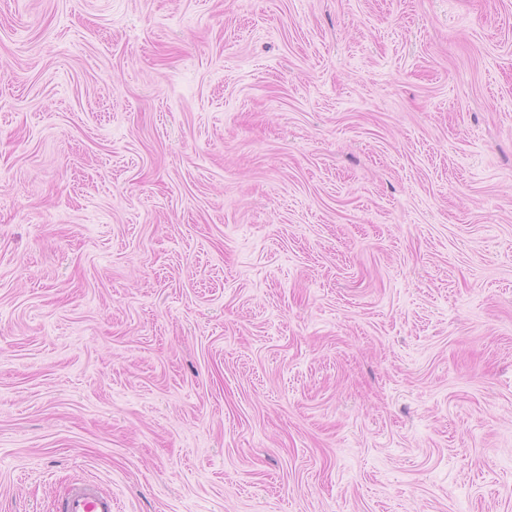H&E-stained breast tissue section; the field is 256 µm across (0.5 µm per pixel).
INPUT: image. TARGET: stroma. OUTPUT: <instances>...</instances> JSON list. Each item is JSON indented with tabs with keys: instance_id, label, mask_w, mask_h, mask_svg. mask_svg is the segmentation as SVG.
Listing matches in <instances>:
<instances>
[{
	"instance_id": "obj_1",
	"label": "stroma",
	"mask_w": 512,
	"mask_h": 512,
	"mask_svg": "<svg viewBox=\"0 0 512 512\" xmlns=\"http://www.w3.org/2000/svg\"><path fill=\"white\" fill-rule=\"evenodd\" d=\"M512 512V0H0V512ZM59 512H112V496L90 482L72 484Z\"/></svg>"
}]
</instances>
